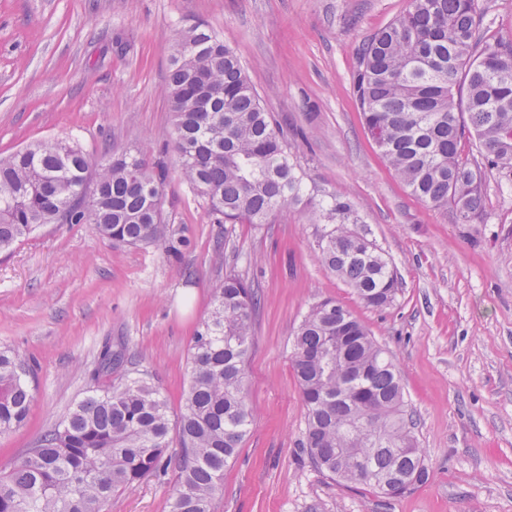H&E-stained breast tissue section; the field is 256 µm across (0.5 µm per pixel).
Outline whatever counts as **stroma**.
I'll use <instances>...</instances> for the list:
<instances>
[{
	"mask_svg": "<svg viewBox=\"0 0 512 512\" xmlns=\"http://www.w3.org/2000/svg\"><path fill=\"white\" fill-rule=\"evenodd\" d=\"M408 0H0V157L75 139L92 158L130 147L164 157L165 208L192 240L178 262L115 245L89 224H47L0 252V348L29 363L35 399L0 436V472L39 444L93 386L104 345L125 378L148 372L179 411L192 338L226 270L261 298L246 397L256 414L224 471L215 512H512V184L485 180V216L412 197L365 128L353 90L364 40ZM204 24L240 58L315 198L349 199L394 266L399 291L365 306L317 259L297 208L262 226L212 223L168 152L164 95L182 31ZM325 298L347 307L393 360L428 480L385 498L312 466L292 336ZM171 476L150 474L106 512H169Z\"/></svg>",
	"mask_w": 512,
	"mask_h": 512,
	"instance_id": "obj_1",
	"label": "stroma"
}]
</instances>
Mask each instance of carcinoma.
<instances>
[{"mask_svg":"<svg viewBox=\"0 0 512 512\" xmlns=\"http://www.w3.org/2000/svg\"><path fill=\"white\" fill-rule=\"evenodd\" d=\"M482 0H409L408 9L364 42L354 92L366 129L419 201L451 208L459 224L483 212L485 176L512 183V35L483 39ZM165 94L170 145L181 178L215 224H268L306 202L322 225L318 260L371 308L390 305L399 281L334 194L312 203L291 162L288 137L251 87L235 51L200 24L182 34ZM468 119H463V116ZM476 154L465 158V136ZM162 161L141 149L93 160L69 141H40L0 160V251L67 215L114 244L157 248L177 259L189 245L170 223ZM258 296L231 269L193 337L188 387L176 421L147 376L99 384L61 423L0 476V512H106L112 494L148 473L174 472L169 512H214L224 470L254 420L244 392ZM121 356L103 347L98 373ZM291 364L307 410L310 462L341 482L387 486L428 480L398 371L368 329L333 299L298 325ZM26 364L0 350V435L27 420L33 392ZM177 441L180 454L167 455Z\"/></svg>","mask_w":512,"mask_h":512,"instance_id":"cac0c4a2","label":"carcinoma"}]
</instances>
